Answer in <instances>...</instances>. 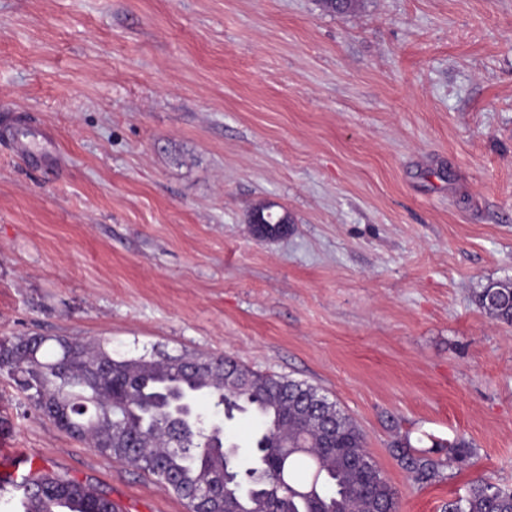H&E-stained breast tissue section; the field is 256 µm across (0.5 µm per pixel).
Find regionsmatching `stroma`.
Listing matches in <instances>:
<instances>
[{"label": "stroma", "instance_id": "35a3bbf8", "mask_svg": "<svg viewBox=\"0 0 512 512\" xmlns=\"http://www.w3.org/2000/svg\"><path fill=\"white\" fill-rule=\"evenodd\" d=\"M31 121L56 172L12 151ZM261 203L287 237L255 235ZM505 279L512 0H0V338L306 382L359 425L400 512H445L479 478L512 489V326L474 300ZM0 427V459L120 512H187L1 377ZM398 451H400L398 449ZM399 459L403 466L414 474L416 481L424 482L432 478L435 473L436 464L432 459L429 458H415L404 451H400Z\"/></svg>", "mask_w": 512, "mask_h": 512}]
</instances>
